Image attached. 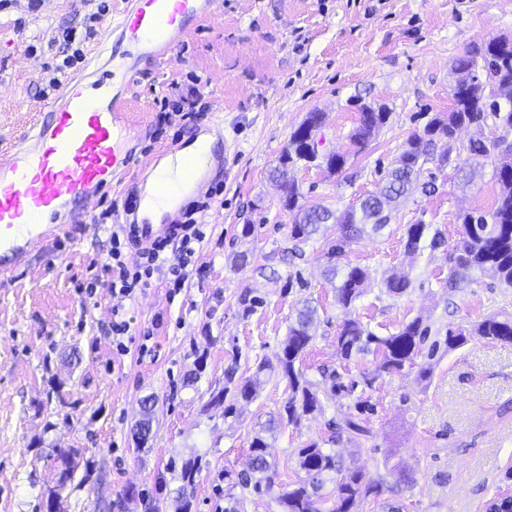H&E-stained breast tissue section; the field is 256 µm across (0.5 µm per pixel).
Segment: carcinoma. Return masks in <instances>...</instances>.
<instances>
[{"instance_id":"1","label":"carcinoma","mask_w":512,"mask_h":512,"mask_svg":"<svg viewBox=\"0 0 512 512\" xmlns=\"http://www.w3.org/2000/svg\"><path fill=\"white\" fill-rule=\"evenodd\" d=\"M455 68L471 73V78L457 81L452 88V109L435 114L423 130L409 135L386 175L380 193L367 197L359 209L306 208L300 203L302 194L298 187L291 182L283 184V209L293 216L292 238L307 241L320 231L322 225L336 226L335 243L329 246L325 257L330 279L340 278L336 285V301L343 308L362 295L368 278V273L358 266L337 265L345 246L355 240L366 225H372V230L378 232L388 224L385 208L406 197L420 184L426 163L436 159L442 164L449 162L457 129L471 125L483 127L489 121L500 134L487 141H470L463 147L466 151L464 162L494 159L499 194L491 208L457 215L461 230L448 257V288H456L472 275L484 272L492 273L501 283L512 285V41L504 42L498 38L469 47L456 59ZM388 119L389 112L384 107L374 110L366 106L360 111L359 125L351 134L356 152L365 150L374 131ZM318 122L320 113L311 112L291 134L288 148L280 156V165L273 170V176L281 177L282 169L297 160L316 161L304 129ZM441 138L448 139V151L438 155L435 153L436 141ZM425 230L424 224L409 225L406 251L416 253L420 250ZM409 287L410 280L404 274L393 273L384 280L386 292L393 296L404 294ZM316 316L317 309L309 305L300 310L279 351L260 361L252 376L237 378L233 364L224 369V387L212 394L210 404L224 406V418L233 417L239 401L253 399L255 384L261 374L270 371L285 378L288 380V398L277 416L270 420L266 428L270 433L281 427L296 426L304 416L323 413L326 402L342 391L351 392V386L342 384L334 371L319 369L321 381L314 384L296 367L314 339ZM429 332V326L419 318L405 323L398 332L388 336L376 334L357 320L346 319L338 328L336 353L345 360L358 355L372 356L373 369L361 374V383L370 388L378 377L403 371L423 354L433 358L439 342H434L426 354L422 348ZM471 333L491 342L512 343V317H488L470 332L450 328L446 331L444 344L455 349L463 345ZM365 433L367 428L359 420L347 418L329 423L328 434L298 449L297 465L304 476L288 484V490L279 496L282 512H356L362 500L378 494L382 482L364 483L359 470L344 466L335 453L324 448L326 444H338L344 439L350 441ZM250 448L249 469L237 474L236 484L261 496L273 486L266 437L256 434ZM332 480L336 481V498L331 507L325 508L323 504L328 497L324 496L323 490L326 482Z\"/></svg>"}]
</instances>
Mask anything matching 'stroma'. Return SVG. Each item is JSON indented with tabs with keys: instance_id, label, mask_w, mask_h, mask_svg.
Returning <instances> with one entry per match:
<instances>
[{
	"instance_id": "35a3bbf8",
	"label": "stroma",
	"mask_w": 512,
	"mask_h": 512,
	"mask_svg": "<svg viewBox=\"0 0 512 512\" xmlns=\"http://www.w3.org/2000/svg\"><path fill=\"white\" fill-rule=\"evenodd\" d=\"M90 9L88 0L0 7V152L46 117L52 100L37 92L56 61L54 38ZM502 37L512 39V0H218L171 58L140 62L129 76L133 163L106 191L111 223L75 224L61 212L52 221L69 225V233L0 274V512H224L235 497L247 512H281L278 495L297 476L298 449L324 435L329 420L357 415L367 434L334 451L364 481L382 484L358 512H484L512 485L510 344L468 337L384 375L363 395L337 396L299 426L275 430L268 456L274 487L260 498L244 495L235 477L254 434L287 398L288 382L262 379L254 399L229 419L210 394L223 387L229 365L238 377L251 376L308 304L318 309L303 358L313 382L321 366L346 383L372 369L371 358L337 356L336 332L346 319L387 336L419 317L435 340L449 328L512 316V288L491 273L453 291L447 284L457 214L489 208L497 195L492 164L472 170L455 160L434 169V192L414 191L384 229L365 228L345 260L369 280L347 308L324 273L333 231L293 240L283 192L270 177L292 132L308 113H322L317 137L324 149L346 155L345 170L331 174L300 161L288 178L306 206L359 207L380 190L407 137L429 115L448 111L456 58ZM194 88L206 107L194 126L177 115L159 121L158 99L174 104ZM362 104L386 106L390 117L358 154L350 135ZM196 137L212 142L214 156L202 167L201 189L184 200L220 190L204 216L205 238L181 290L156 278L142 297L125 301L132 340L117 354L107 332L114 300L104 267L112 227L133 222L125 201L149 189L157 156ZM227 148L231 156L216 162ZM246 224L253 227L247 237ZM411 224L441 231L444 246L407 254ZM241 254L247 264H237ZM394 271L411 281L399 297L381 284ZM292 276L300 283L290 288ZM247 291L263 303L246 316L239 299ZM147 333L153 351L143 355L137 339ZM148 397L157 402L152 430L138 446L134 430ZM361 399L369 405L363 414ZM62 453L74 477L60 488L53 466ZM190 458L201 471L187 484L176 466Z\"/></svg>"
}]
</instances>
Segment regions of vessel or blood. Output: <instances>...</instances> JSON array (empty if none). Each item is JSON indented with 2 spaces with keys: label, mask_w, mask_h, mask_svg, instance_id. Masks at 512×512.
I'll list each match as a JSON object with an SVG mask.
<instances>
[{
  "label": "vessel or blood",
  "mask_w": 512,
  "mask_h": 512,
  "mask_svg": "<svg viewBox=\"0 0 512 512\" xmlns=\"http://www.w3.org/2000/svg\"><path fill=\"white\" fill-rule=\"evenodd\" d=\"M216 7L217 0H124L109 27L135 52L157 60ZM127 91L115 70L91 83L82 75L70 78L58 91L59 105L0 156V273L49 245L54 228L45 216L83 207L125 174L133 160Z\"/></svg>",
  "instance_id": "b4317fda"
}]
</instances>
